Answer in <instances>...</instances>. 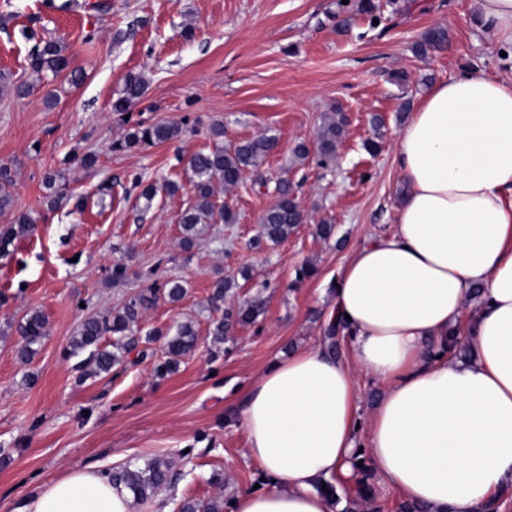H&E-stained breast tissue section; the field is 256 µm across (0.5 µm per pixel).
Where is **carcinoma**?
Listing matches in <instances>:
<instances>
[{
	"mask_svg": "<svg viewBox=\"0 0 512 512\" xmlns=\"http://www.w3.org/2000/svg\"><path fill=\"white\" fill-rule=\"evenodd\" d=\"M27 38L35 41L31 48L28 61L32 72L40 75L46 71L54 76L66 74L70 84L82 80V73L69 69V57L65 55V46L57 41H44L31 32ZM448 44V30L437 26L428 29L416 51L422 54L430 50H441ZM147 80L144 76H128L122 94L112 103L115 112H129L147 91ZM347 127V117L344 112L335 110L326 114L316 133V157L318 166L327 169L336 163L337 150L341 145ZM183 132L179 124L157 122L145 124L137 121L131 125L124 139L114 144V148H131L138 144H162L177 139ZM208 133L213 141L212 148L207 152H197L188 160V168L192 173L194 199L181 212L179 224L182 228V243L191 247L202 236L210 224H233L236 216L226 205L216 201L215 182L224 187L237 186L244 173L255 171L265 162L266 158L277 148L278 137L267 132L252 139L238 143L232 148L223 145L224 121L217 119L209 124ZM62 176L57 173H47L44 184L50 194L47 196V207L54 210L68 203L72 195L66 185L61 183ZM14 182V174L10 167L0 166V215L9 216V222L0 224V257L10 255L9 246L20 236H25L35 230L37 219L30 213L17 210L14 207L12 195L6 187ZM273 193L275 203L270 206L261 218V241L279 244L301 224L308 222V214L295 195L292 186L286 180L275 183ZM236 286L235 280L221 278L215 282L208 299L210 325L208 335L215 342H224L236 324H251L263 312L262 302L258 299L224 309V297L231 294ZM186 293L182 281L171 279L160 288H149L146 291L130 297L115 312L107 315L85 318L77 327L70 342L69 355L90 350L88 361L80 363L76 369L86 372L92 367L91 374L99 376L109 374L112 367L122 362V358L138 349L141 355L147 350L139 349V345H149L159 338L157 333H149L145 337L137 335L139 318L144 309L155 304L159 297L171 302L180 300ZM16 332L22 338L18 351L20 359L30 361L41 346L47 332V319L40 310L33 309L26 313L16 325ZM112 340L103 343L105 337ZM199 345V335L196 326L185 322L178 326L176 333L165 342L166 360L155 365L154 372L165 376L177 370L181 358L195 352ZM467 348L466 342L459 336L448 340V345L438 349H428V355L438 357L456 350ZM180 479V473L173 470L167 460L154 459L144 466H133L129 463L112 468V483L128 489L137 502L146 503L160 491L172 488ZM231 498L217 496L207 501L184 498L177 504L176 512H229ZM352 507L345 512H382L383 506L378 503L373 488L360 480L355 498L351 499Z\"/></svg>",
	"mask_w": 512,
	"mask_h": 512,
	"instance_id": "obj_1",
	"label": "carcinoma"
}]
</instances>
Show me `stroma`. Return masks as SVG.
I'll return each mask as SVG.
<instances>
[{"label": "stroma", "instance_id": "stroma-1", "mask_svg": "<svg viewBox=\"0 0 512 512\" xmlns=\"http://www.w3.org/2000/svg\"><path fill=\"white\" fill-rule=\"evenodd\" d=\"M0 0V70L33 81L28 69L36 30L60 41L84 78L73 87L45 73L29 95L0 93V165L15 172L17 209L38 220L35 232L0 258V327L27 311H43L47 335L37 355L21 362V338H0V512L17 497L37 493L52 480L84 466L109 468L156 458L173 460L183 474L177 498L205 500L224 480L225 494L260 483L246 457L247 437L234 408L251 382L275 359L321 340L329 297L340 266L368 235L394 229L393 205L402 190L395 147L411 112L429 90L476 70L512 78V53L472 23L478 0ZM193 24L195 38L180 32ZM447 28L449 43L422 56L414 46L433 27ZM148 81L131 116L113 111L129 74ZM403 73L405 84L393 76ZM340 108L349 119L336 167L315 159L293 161L298 144L316 147L325 113ZM385 125L374 131L373 115ZM223 119L224 143L235 145L263 132L280 144L259 173H246L218 201L237 217L214 224L191 248L181 244L179 215L193 194L186 161L208 150L211 120ZM178 122L181 137L122 150L130 121ZM380 138L378 153L366 140ZM93 155V165L80 157ZM62 172L84 210L66 204L48 210L43 176ZM172 180L176 195L138 201L133 177ZM292 179L309 215L288 240L259 248L251 242L260 217L275 201L255 179ZM331 219L332 238L315 233ZM313 263L315 274L296 282ZM128 267L112 278L114 264ZM248 278H240L239 270ZM235 278L226 304L265 300L255 323L237 326L220 356L210 353L207 298L217 276ZM184 281L175 303L159 299L142 316V331H175L193 321L201 334L193 356L172 375L156 377L161 343L137 360L126 356L109 375L79 380L70 341L85 317L118 310L145 288Z\"/></svg>", "mask_w": 512, "mask_h": 512}]
</instances>
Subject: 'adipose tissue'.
<instances>
[{
	"label": "adipose tissue",
	"mask_w": 512,
	"mask_h": 512,
	"mask_svg": "<svg viewBox=\"0 0 512 512\" xmlns=\"http://www.w3.org/2000/svg\"><path fill=\"white\" fill-rule=\"evenodd\" d=\"M512 48V0L473 17ZM404 192L393 232L355 247L328 316L346 358L309 344L276 360L237 409L265 486L231 512H336L323 481L374 472L428 512H489L512 495V81L477 71L436 84L401 130ZM470 362L428 355L449 331ZM380 387L358 428L357 373ZM11 512H138L105 469H76L13 501Z\"/></svg>",
	"instance_id": "1"
}]
</instances>
